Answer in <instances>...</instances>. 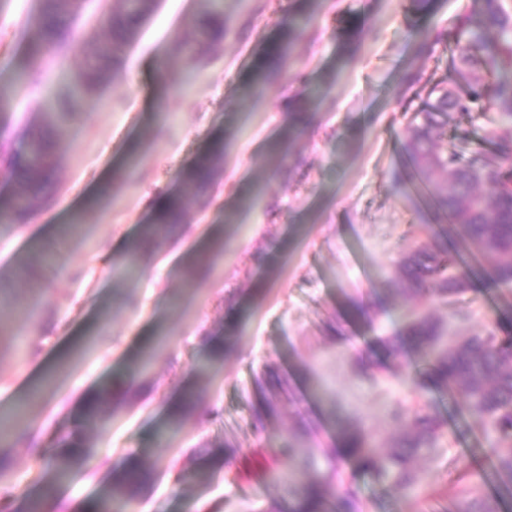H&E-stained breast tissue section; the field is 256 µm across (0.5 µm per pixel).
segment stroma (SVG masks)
Wrapping results in <instances>:
<instances>
[{"mask_svg": "<svg viewBox=\"0 0 512 512\" xmlns=\"http://www.w3.org/2000/svg\"><path fill=\"white\" fill-rule=\"evenodd\" d=\"M112 0H86L63 56H29L37 0H0V85L19 67L38 81L18 87L0 116V145L41 126L36 103L66 90L87 43L105 36L96 16ZM475 0H224V37L185 67L176 48L192 37L203 0H158L120 72L66 122L47 203L25 223L0 224V417L23 407L0 446V501L20 505L48 470L46 430L67 435L88 393L123 395L106 425L88 431L89 467L46 501L80 512L124 457L149 474L128 512H268L287 499L269 470L283 437L310 420L313 445L342 430L390 444L388 407L405 398L403 375L443 424L440 448L415 460L422 481L405 497L351 465L343 477L362 512H456L463 469L497 491L485 422L461 416L459 397L427 387L408 346L384 340L412 302L443 323L448 341L512 325V288L484 277L482 257L464 298L468 318L427 295L405 298L398 264L433 247L447 217L418 196L405 162L411 112L430 89L458 83L451 66L458 19ZM277 76L259 79L289 19ZM431 49L419 53L421 38ZM492 106L455 115L448 143L493 161ZM223 142L207 196L190 195V165ZM187 198L178 232L143 252L148 278L121 262L154 218L162 195ZM222 250L205 277L186 272ZM220 354H213V344ZM283 379L263 431L252 425L253 378ZM190 405L179 428L170 407Z\"/></svg>", "mask_w": 512, "mask_h": 512, "instance_id": "35a3bbf8", "label": "stroma"}]
</instances>
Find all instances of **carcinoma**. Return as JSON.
<instances>
[{
	"label": "carcinoma",
	"instance_id": "1",
	"mask_svg": "<svg viewBox=\"0 0 512 512\" xmlns=\"http://www.w3.org/2000/svg\"><path fill=\"white\" fill-rule=\"evenodd\" d=\"M204 18L197 24L194 46L186 49L187 61L224 32L222 0H204ZM155 0H120L105 20L110 34L88 45L83 66L72 76L69 93L49 102V120L37 132H29L18 149L0 153V174L16 182L8 194L0 195V223L25 220L38 205L55 170L56 150L62 138L61 122L72 116L77 103L93 97L113 77L125 48L135 40L152 13ZM81 5L76 0H38L33 16L37 38L28 45L36 57L61 53L72 39V26ZM286 44L272 49L265 62V77L281 66ZM452 65L466 87L433 90L415 112L405 143L406 158L428 191L429 201L451 218L450 227L462 248L439 244L434 250L417 248L401 257L400 278L410 295L431 290L442 303L454 304L470 290L464 256L486 255L493 260L491 283L512 285V12L504 0H477V8L460 18L454 38ZM494 74L493 105L501 126L493 132L499 143L500 162L481 157L464 158L448 147L446 129L455 113L468 114L481 106L485 97L483 75ZM216 175L210 156L198 158L186 172L188 186L205 191ZM184 198L169 197L155 213V223L144 229L143 243L174 231L181 222ZM405 337L393 340L410 344L430 370L431 384L438 390L462 398L464 411L488 421L496 445L495 479L512 494V331L486 330L462 341L448 343L445 329L428 314L410 312ZM257 398L253 424L263 428L262 418L273 406L255 379ZM112 389L96 393L81 413L80 429L59 442V450L48 455L50 477L41 486V496L54 495L87 462L89 450L83 433L102 424V406L114 402ZM393 432L390 447L375 446L361 431L342 433L339 447L325 450L326 468L319 467L313 448L298 445V437L285 439L279 456L296 463L288 472V505L278 512H360L355 493L345 489L330 501L326 486L341 484V459H353L376 482L407 496L419 478L412 461L438 447L441 425L425 402L393 403L389 410ZM149 474L127 460L119 462L104 492L88 504L90 512H122ZM458 512H501L495 495L468 491Z\"/></svg>",
	"mask_w": 512,
	"mask_h": 512
}]
</instances>
